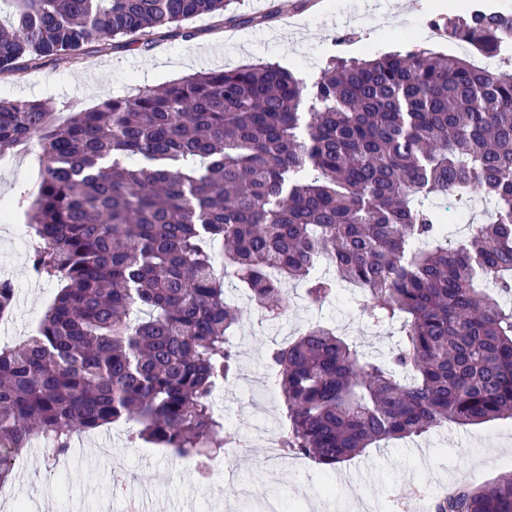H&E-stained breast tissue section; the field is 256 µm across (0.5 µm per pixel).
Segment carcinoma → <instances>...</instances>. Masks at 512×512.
<instances>
[{
  "instance_id": "carcinoma-1",
  "label": "carcinoma",
  "mask_w": 512,
  "mask_h": 512,
  "mask_svg": "<svg viewBox=\"0 0 512 512\" xmlns=\"http://www.w3.org/2000/svg\"><path fill=\"white\" fill-rule=\"evenodd\" d=\"M234 0H0V74L77 60L101 35L230 11ZM512 64V12L439 24ZM39 148L11 208L28 271L61 288L36 334L0 348V484L41 443L132 422L130 441L209 458L227 439L211 398L238 366L224 266L269 320L285 284L314 308L342 284L369 325L400 323L363 355L313 323L265 354L285 452L331 468L389 438L512 419V74L420 46L332 56L312 84L271 62L140 87L58 116L0 98V157ZM484 198L495 217L448 241L433 200ZM436 512H512V470L459 486Z\"/></svg>"
}]
</instances>
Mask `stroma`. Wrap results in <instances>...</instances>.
Returning a JSON list of instances; mask_svg holds the SVG:
<instances>
[{"label":"stroma","instance_id":"obj_1","mask_svg":"<svg viewBox=\"0 0 512 512\" xmlns=\"http://www.w3.org/2000/svg\"><path fill=\"white\" fill-rule=\"evenodd\" d=\"M233 10L247 17L244 25L224 26L221 18L201 16L188 23L192 37L170 35L156 38L149 48L131 47L101 39L88 47L81 60H42L15 75H0V97L42 99L89 109L109 97L122 96L139 86L157 87L180 78V66L192 59L193 72L210 68L237 69L260 61L282 62L297 58L305 82L318 78L326 59L333 54L360 57L367 51L403 50L408 25L448 15L446 0H402L391 11L389 0H235ZM263 17L260 25L252 17ZM376 17L377 28L365 26ZM36 153L17 148L0 159V202L11 199L21 187H33L38 178ZM0 260L16 283L21 298L13 310L14 324L0 333V346L24 339L27 329L39 321L54 300L55 283H29L27 255L15 246L12 225L0 222ZM227 296L238 298L244 321L234 338L239 369L262 370L268 347L288 342L314 319L355 343L368 354H384L396 343V327L367 325L355 305L338 299L321 310L289 307L278 325L262 322L248 298L240 297L234 281H225ZM253 393L234 383L212 396L214 409L224 417L229 436L239 440L234 448L235 470L225 471L224 455H217L208 476H201L185 458L128 439L130 424L121 422L108 430L84 433L79 453H67L66 464L48 463L39 449L27 451L24 468L15 472L18 500L29 505L49 504V512H123L127 497L143 496L150 512L166 505L168 512H264L267 499L280 502L283 512H352L358 500L386 497L389 490L406 482V471L416 449L425 450L429 462L418 481L428 490L442 493L466 482L489 484L502 470L491 461H478L481 449L512 443V420L447 428L414 440H390L380 447L330 470L310 459L301 467L264 463L257 436L279 424L281 407L265 413L249 408ZM257 487L259 496L235 499L225 492L227 479ZM336 491L325 494L327 482Z\"/></svg>","mask_w":512,"mask_h":512}]
</instances>
